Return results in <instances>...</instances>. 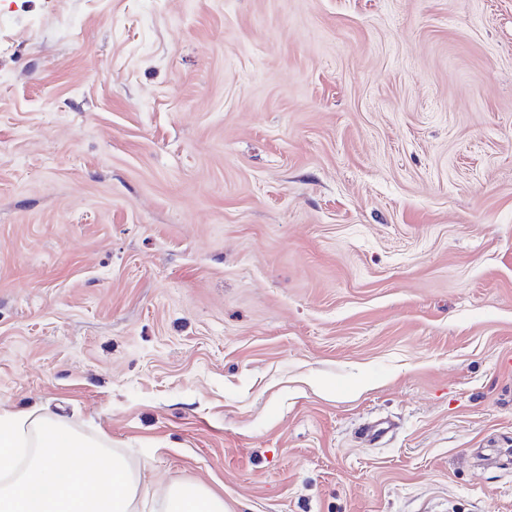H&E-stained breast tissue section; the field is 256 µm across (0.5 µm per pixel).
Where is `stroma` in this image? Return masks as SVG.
Returning <instances> with one entry per match:
<instances>
[{"instance_id": "obj_1", "label": "stroma", "mask_w": 512, "mask_h": 512, "mask_svg": "<svg viewBox=\"0 0 512 512\" xmlns=\"http://www.w3.org/2000/svg\"><path fill=\"white\" fill-rule=\"evenodd\" d=\"M0 407L228 512H512V0H0Z\"/></svg>"}]
</instances>
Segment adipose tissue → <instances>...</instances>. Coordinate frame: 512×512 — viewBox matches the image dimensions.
Returning a JSON list of instances; mask_svg holds the SVG:
<instances>
[{
    "instance_id": "ef3b65f1",
    "label": "adipose tissue",
    "mask_w": 512,
    "mask_h": 512,
    "mask_svg": "<svg viewBox=\"0 0 512 512\" xmlns=\"http://www.w3.org/2000/svg\"><path fill=\"white\" fill-rule=\"evenodd\" d=\"M66 465H59V457ZM150 499L126 460L65 421L0 408V512H148ZM162 512H224L203 487L174 485Z\"/></svg>"
}]
</instances>
